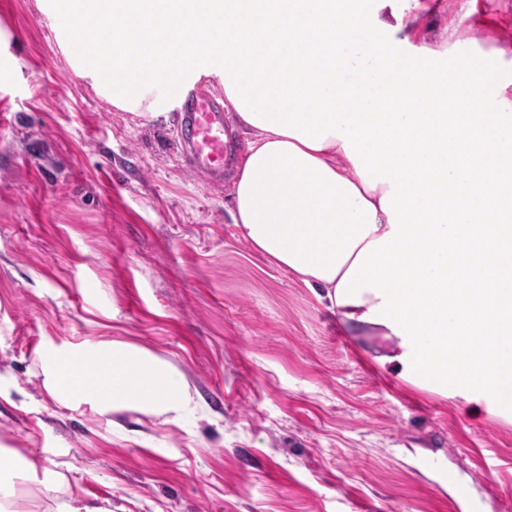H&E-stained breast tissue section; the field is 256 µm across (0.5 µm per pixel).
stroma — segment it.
I'll return each instance as SVG.
<instances>
[{"mask_svg": "<svg viewBox=\"0 0 512 512\" xmlns=\"http://www.w3.org/2000/svg\"><path fill=\"white\" fill-rule=\"evenodd\" d=\"M427 39L512 49V0H429ZM0 448L112 512H512V425L377 369L185 167L182 103L123 112L71 67L42 0H0ZM120 338L161 355L200 409L53 402L34 343Z\"/></svg>", "mask_w": 512, "mask_h": 512, "instance_id": "35a3bbf8", "label": "stroma"}]
</instances>
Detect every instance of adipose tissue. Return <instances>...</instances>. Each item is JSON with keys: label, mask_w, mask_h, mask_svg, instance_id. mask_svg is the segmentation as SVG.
<instances>
[{"label": "adipose tissue", "mask_w": 512, "mask_h": 512, "mask_svg": "<svg viewBox=\"0 0 512 512\" xmlns=\"http://www.w3.org/2000/svg\"><path fill=\"white\" fill-rule=\"evenodd\" d=\"M125 112L166 116L201 78L248 134L243 238L336 313L381 371L512 424V68L433 47L425 0H45ZM55 402L175 418L184 377L138 344L44 339ZM97 368L83 375L86 365ZM44 512H109L56 471Z\"/></svg>", "instance_id": "ef3b65f1"}]
</instances>
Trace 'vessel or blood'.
Returning <instances> with one entry per match:
<instances>
[{"label": "vessel or blood", "mask_w": 512, "mask_h": 512, "mask_svg": "<svg viewBox=\"0 0 512 512\" xmlns=\"http://www.w3.org/2000/svg\"><path fill=\"white\" fill-rule=\"evenodd\" d=\"M181 139L192 168L212 181L223 182L233 143L224 133V106L205 88L193 90L185 100Z\"/></svg>", "instance_id": "1"}]
</instances>
